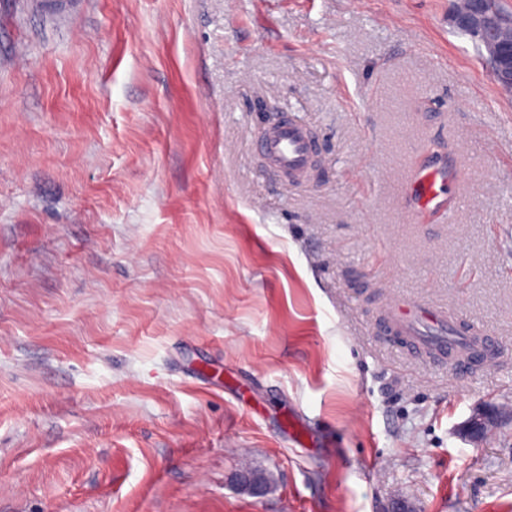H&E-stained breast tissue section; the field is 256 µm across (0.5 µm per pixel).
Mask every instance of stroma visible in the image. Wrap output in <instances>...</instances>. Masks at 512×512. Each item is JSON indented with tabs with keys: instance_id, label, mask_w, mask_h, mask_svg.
Wrapping results in <instances>:
<instances>
[{
	"instance_id": "35a3bbf8",
	"label": "stroma",
	"mask_w": 512,
	"mask_h": 512,
	"mask_svg": "<svg viewBox=\"0 0 512 512\" xmlns=\"http://www.w3.org/2000/svg\"><path fill=\"white\" fill-rule=\"evenodd\" d=\"M458 3L0 0V512H512V91ZM424 164L451 214H408ZM395 302L500 358L455 381ZM256 149L269 170L296 185L306 181L317 155L316 140L310 129L289 118L270 126L258 138ZM382 315L390 331L402 336L409 351L421 353L434 362L448 361L455 377H468L476 360H496L498 347L476 323L461 327L460 317L448 312L414 303L390 304ZM502 417L504 415L499 408L491 405L482 406L461 425L459 435L469 442H479L489 429L499 425ZM238 483L252 496L262 497L268 488L267 478L255 469H246L236 477Z\"/></svg>"
}]
</instances>
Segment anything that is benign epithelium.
I'll return each instance as SVG.
<instances>
[{"mask_svg": "<svg viewBox=\"0 0 512 512\" xmlns=\"http://www.w3.org/2000/svg\"><path fill=\"white\" fill-rule=\"evenodd\" d=\"M464 7L454 15V25L467 33L485 51L497 82L512 89V18L498 10L493 0H464ZM503 417L499 408L485 405L478 408L461 425L459 435L476 443L485 433L499 425ZM238 483L252 496L262 497L268 488L267 478L255 469L237 475Z\"/></svg>", "mask_w": 512, "mask_h": 512, "instance_id": "7a95c632", "label": "benign epithelium"}]
</instances>
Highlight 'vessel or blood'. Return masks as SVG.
<instances>
[{"mask_svg": "<svg viewBox=\"0 0 512 512\" xmlns=\"http://www.w3.org/2000/svg\"><path fill=\"white\" fill-rule=\"evenodd\" d=\"M256 149L269 170L296 185L306 181L317 154L313 133L295 119L269 127L258 138ZM450 178V173L441 169L424 167L415 172L408 184L415 209L451 212L441 190ZM382 315L390 331L404 338L409 351L435 362H448L457 378L468 377L476 362L490 363L497 358L495 340L478 324L462 323L444 310L391 304Z\"/></svg>", "mask_w": 512, "mask_h": 512, "instance_id": "b4317fda", "label": "vessel or blood"}]
</instances>
